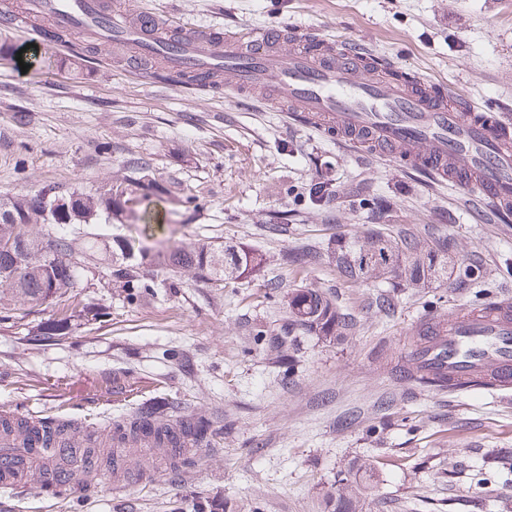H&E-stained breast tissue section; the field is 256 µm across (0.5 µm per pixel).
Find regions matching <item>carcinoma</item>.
Here are the masks:
<instances>
[{
  "label": "carcinoma",
  "instance_id": "carcinoma-1",
  "mask_svg": "<svg viewBox=\"0 0 512 512\" xmlns=\"http://www.w3.org/2000/svg\"><path fill=\"white\" fill-rule=\"evenodd\" d=\"M331 179L314 183L309 200L316 204L332 197ZM130 198L117 186L62 189L46 186L39 190L0 199V288L10 291L14 309L52 305L57 317L43 325L40 336H65L75 318L73 289L89 271V265L102 254L112 255L109 277L128 291L134 301L151 284L140 279L135 257L149 259L158 275L167 281L189 272L213 288L222 289L227 281L252 280L267 271L270 257L244 243L216 245L199 239L176 243L148 255L140 240L115 236L112 239L89 231L102 222L124 223L130 212ZM51 254L53 260L44 258ZM279 265L302 266L323 262L336 266L338 274L355 284L389 281L391 288H423L432 281L469 274L448 261V245L441 236L425 237L396 224H374L364 238L338 234L327 243L315 242L282 252ZM288 318L270 329L252 331L255 344L277 354L283 378L295 367L298 337L315 335L341 338L354 329L347 314L317 288L296 286L284 296ZM435 329L422 324L408 340V352L433 340ZM415 383L429 390L448 388V379L428 373L416 376ZM216 432L210 424L192 415L169 419L155 401L143 402L126 419L112 422L115 448H165L169 467L184 465L181 448H202L212 444ZM353 489L336 494L334 512H362L370 495V484L356 478Z\"/></svg>",
  "mask_w": 512,
  "mask_h": 512
}]
</instances>
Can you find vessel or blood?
<instances>
[{
    "instance_id": "obj_1",
    "label": "vessel or blood",
    "mask_w": 512,
    "mask_h": 512,
    "mask_svg": "<svg viewBox=\"0 0 512 512\" xmlns=\"http://www.w3.org/2000/svg\"><path fill=\"white\" fill-rule=\"evenodd\" d=\"M32 15L143 57H164L167 66L190 75L227 74L236 92L259 89L266 104L288 102L292 124L354 150L375 148L435 184H460L496 210L512 209V123L443 85L398 75L391 59L364 46L317 30L299 36L284 26L183 31L149 13L136 21L117 16L105 0H29L25 14L0 16V27H25ZM419 369L447 374L453 383L488 372L499 387L512 386V299L493 297L449 313L438 338L415 352L402 376ZM50 443L55 453L48 457L24 438L0 435V489L34 478L54 494L77 489L57 463L68 440L54 436Z\"/></svg>"
}]
</instances>
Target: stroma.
I'll return each instance as SVG.
<instances>
[{
	"label": "stroma",
	"instance_id": "1",
	"mask_svg": "<svg viewBox=\"0 0 512 512\" xmlns=\"http://www.w3.org/2000/svg\"><path fill=\"white\" fill-rule=\"evenodd\" d=\"M127 17L150 12L188 26L235 30L316 27L390 57L399 70L442 83L479 105L512 114V0H112ZM28 36L0 28V196L46 185L131 188L146 162L167 228L131 222L119 233L159 248L165 236L250 244L271 257L332 234L365 235L400 224L447 237L475 279L398 292L380 315L383 282L354 285L326 264L278 270L284 289L326 292L356 321L341 340L302 337L281 380L255 325L276 327L285 308L255 278L216 290L191 276L128 302L96 264L76 301L109 309L71 335L37 341L56 310L39 306L0 322V407L32 417L120 419L157 398L171 416L211 421L214 446L194 448L170 469L161 448L122 453L116 483L99 479L64 498L37 483L0 490V512H332L336 487L364 461L377 469L365 512H512V388L448 393L406 379L407 331L426 309L444 315L476 291L512 296V222L460 187L433 186L370 152L345 149L319 131L289 126L228 83L186 90L136 73L130 50L93 49L72 34L28 71L12 49ZM335 181L330 201L308 202L310 185ZM204 207L186 209V197ZM382 200L371 213L359 198ZM289 224L265 235V224Z\"/></svg>",
	"mask_w": 512,
	"mask_h": 512
}]
</instances>
